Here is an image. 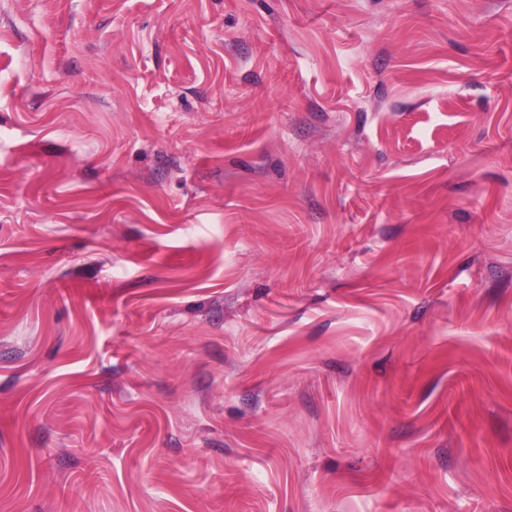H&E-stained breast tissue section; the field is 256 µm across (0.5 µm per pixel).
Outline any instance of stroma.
Segmentation results:
<instances>
[{"label":"stroma","instance_id":"obj_1","mask_svg":"<svg viewBox=\"0 0 512 512\" xmlns=\"http://www.w3.org/2000/svg\"><path fill=\"white\" fill-rule=\"evenodd\" d=\"M0 512H512V0H0Z\"/></svg>","mask_w":512,"mask_h":512}]
</instances>
